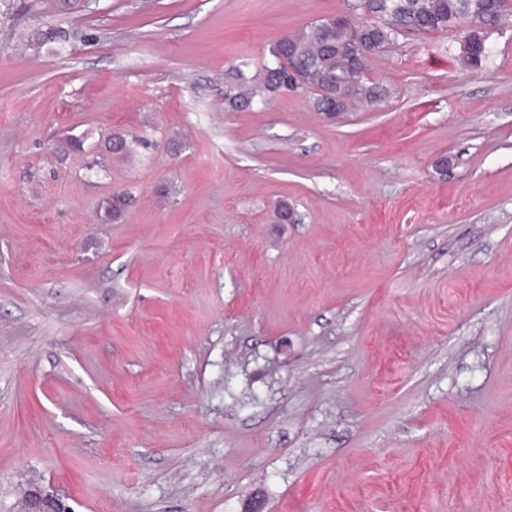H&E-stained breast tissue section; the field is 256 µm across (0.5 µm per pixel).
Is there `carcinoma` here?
Returning <instances> with one entry per match:
<instances>
[{
  "label": "carcinoma",
  "mask_w": 512,
  "mask_h": 512,
  "mask_svg": "<svg viewBox=\"0 0 512 512\" xmlns=\"http://www.w3.org/2000/svg\"><path fill=\"white\" fill-rule=\"evenodd\" d=\"M359 15L336 14L312 20L283 34L269 49L273 62L253 75L238 68L228 77L231 87L224 104L242 111L255 100L282 93H308L316 112H349L387 94L372 81L374 58L403 32H446L468 20L461 39L460 61L480 71L492 56L489 37L512 25V7L503 0H357ZM44 45H63L71 33L54 24L36 31ZM140 143L122 134L112 136L109 148L126 156Z\"/></svg>",
  "instance_id": "carcinoma-1"
}]
</instances>
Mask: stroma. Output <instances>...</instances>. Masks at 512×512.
<instances>
[{
	"label": "stroma",
	"instance_id": "1",
	"mask_svg": "<svg viewBox=\"0 0 512 512\" xmlns=\"http://www.w3.org/2000/svg\"><path fill=\"white\" fill-rule=\"evenodd\" d=\"M353 2L0 0V512H512V27L224 105Z\"/></svg>",
	"mask_w": 512,
	"mask_h": 512
}]
</instances>
